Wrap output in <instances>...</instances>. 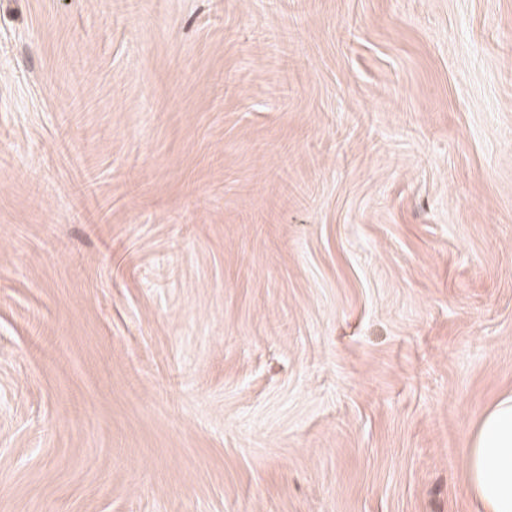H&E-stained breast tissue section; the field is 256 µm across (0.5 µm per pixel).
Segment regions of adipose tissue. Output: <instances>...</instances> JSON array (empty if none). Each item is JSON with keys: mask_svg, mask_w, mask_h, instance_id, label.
<instances>
[{"mask_svg": "<svg viewBox=\"0 0 512 512\" xmlns=\"http://www.w3.org/2000/svg\"><path fill=\"white\" fill-rule=\"evenodd\" d=\"M464 462L480 512H512V395L482 418Z\"/></svg>", "mask_w": 512, "mask_h": 512, "instance_id": "adipose-tissue-1", "label": "adipose tissue"}]
</instances>
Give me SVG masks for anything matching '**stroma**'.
Listing matches in <instances>:
<instances>
[{"instance_id": "35a3bbf8", "label": "stroma", "mask_w": 512, "mask_h": 512, "mask_svg": "<svg viewBox=\"0 0 512 512\" xmlns=\"http://www.w3.org/2000/svg\"><path fill=\"white\" fill-rule=\"evenodd\" d=\"M508 394L512 0H0V512H474Z\"/></svg>"}]
</instances>
